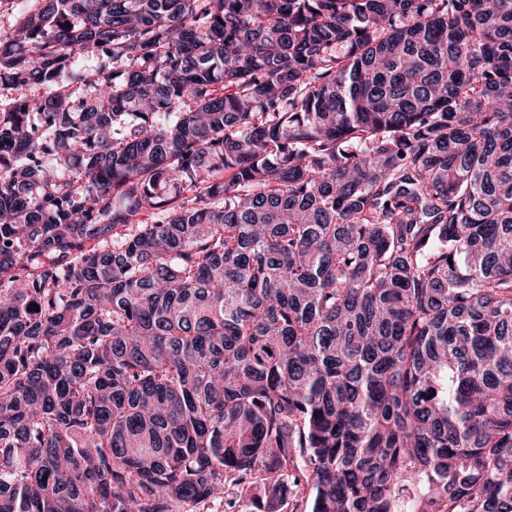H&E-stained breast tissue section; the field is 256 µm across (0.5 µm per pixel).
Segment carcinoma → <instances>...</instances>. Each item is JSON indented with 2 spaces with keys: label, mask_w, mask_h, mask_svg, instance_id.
I'll use <instances>...</instances> for the list:
<instances>
[{
  "label": "carcinoma",
  "mask_w": 512,
  "mask_h": 512,
  "mask_svg": "<svg viewBox=\"0 0 512 512\" xmlns=\"http://www.w3.org/2000/svg\"><path fill=\"white\" fill-rule=\"evenodd\" d=\"M5 2L0 512H512V0Z\"/></svg>",
  "instance_id": "carcinoma-1"
}]
</instances>
